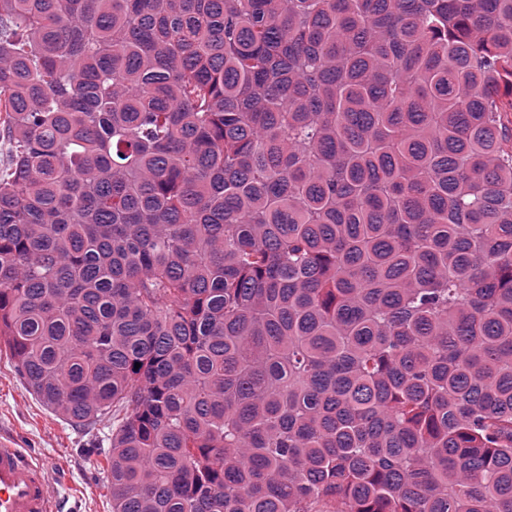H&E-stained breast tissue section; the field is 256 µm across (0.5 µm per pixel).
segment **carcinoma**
<instances>
[{
	"instance_id": "obj_1",
	"label": "carcinoma",
	"mask_w": 512,
	"mask_h": 512,
	"mask_svg": "<svg viewBox=\"0 0 512 512\" xmlns=\"http://www.w3.org/2000/svg\"><path fill=\"white\" fill-rule=\"evenodd\" d=\"M503 87L512 0H0V342L112 512H512Z\"/></svg>"
}]
</instances>
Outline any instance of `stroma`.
<instances>
[{
	"label": "stroma",
	"mask_w": 512,
	"mask_h": 512,
	"mask_svg": "<svg viewBox=\"0 0 512 512\" xmlns=\"http://www.w3.org/2000/svg\"><path fill=\"white\" fill-rule=\"evenodd\" d=\"M0 437L51 459L53 484L77 512H112L103 427L79 428L46 409L5 349L0 351Z\"/></svg>",
	"instance_id": "1"
}]
</instances>
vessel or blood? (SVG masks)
Returning a JSON list of instances; mask_svg holds the SVG:
<instances>
[{"label": "vessel or blood", "instance_id": "1", "mask_svg": "<svg viewBox=\"0 0 512 512\" xmlns=\"http://www.w3.org/2000/svg\"><path fill=\"white\" fill-rule=\"evenodd\" d=\"M51 464L27 448L0 444V512H63Z\"/></svg>", "mask_w": 512, "mask_h": 512}]
</instances>
